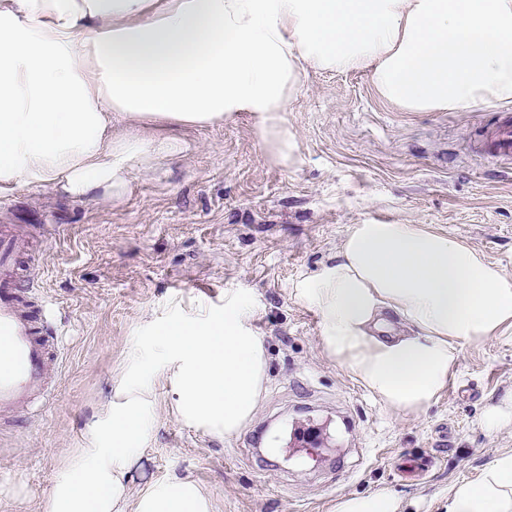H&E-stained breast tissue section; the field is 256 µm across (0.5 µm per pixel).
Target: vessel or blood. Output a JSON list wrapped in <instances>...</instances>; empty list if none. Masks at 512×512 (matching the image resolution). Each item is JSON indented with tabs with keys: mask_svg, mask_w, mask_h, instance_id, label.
<instances>
[{
	"mask_svg": "<svg viewBox=\"0 0 512 512\" xmlns=\"http://www.w3.org/2000/svg\"><path fill=\"white\" fill-rule=\"evenodd\" d=\"M496 157L512 159V121L491 134ZM27 237L0 225V417L32 414L48 396L49 364L61 354L51 307L23 266Z\"/></svg>",
	"mask_w": 512,
	"mask_h": 512,
	"instance_id": "obj_1",
	"label": "vessel or blood"
}]
</instances>
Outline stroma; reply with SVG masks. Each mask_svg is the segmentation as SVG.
Wrapping results in <instances>:
<instances>
[{
  "label": "stroma",
  "mask_w": 512,
  "mask_h": 512,
  "mask_svg": "<svg viewBox=\"0 0 512 512\" xmlns=\"http://www.w3.org/2000/svg\"><path fill=\"white\" fill-rule=\"evenodd\" d=\"M285 118L302 162L272 160L245 114L182 128L180 152L134 165L119 196L76 198L50 184L0 193V225L33 232L30 269L67 344L41 419L0 426V512H44L64 457L86 444L112 380L149 333L196 322L226 297L252 304L268 357L254 418L218 439L164 406L132 492L189 476L216 512H335L338 497L384 486L408 512H445L451 483L476 480L512 429L487 433L482 410L512 392V329L465 346L448 386L416 417H398L320 348V317L293 296L354 224H423L477 247L512 274V167L489 136L512 105L405 112L364 70L308 69ZM316 447L294 451L293 430Z\"/></svg>",
  "instance_id": "obj_1"
}]
</instances>
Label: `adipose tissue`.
Wrapping results in <instances>:
<instances>
[{
    "mask_svg": "<svg viewBox=\"0 0 512 512\" xmlns=\"http://www.w3.org/2000/svg\"><path fill=\"white\" fill-rule=\"evenodd\" d=\"M310 66L370 70L381 97L407 112L512 105V0H0V192H116L133 163L179 150L169 135H113L116 113L169 129L245 113L270 156L297 167L284 114ZM293 295L319 313L323 355L399 416L437 400L462 345L512 326V275L419 224L352 225ZM252 317L231 296L149 337L86 447L64 461L46 512H215L188 476L132 493V470L157 384L191 430L227 438L253 418L267 353ZM446 512H512V449L450 485Z\"/></svg>",
    "mask_w": 512,
    "mask_h": 512,
    "instance_id": "ef3b65f1",
    "label": "adipose tissue"
}]
</instances>
